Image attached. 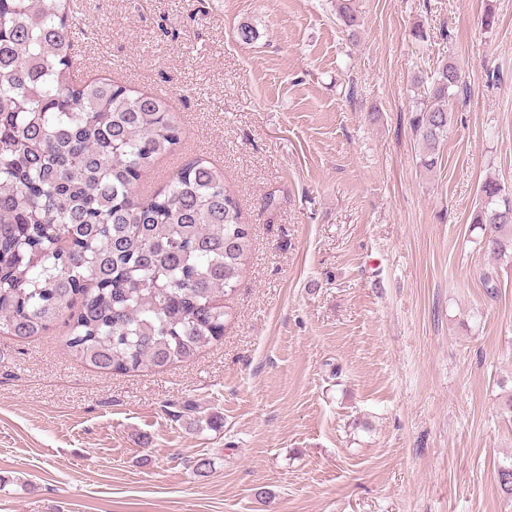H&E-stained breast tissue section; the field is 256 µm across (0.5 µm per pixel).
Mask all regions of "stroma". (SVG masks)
<instances>
[{"mask_svg":"<svg viewBox=\"0 0 512 512\" xmlns=\"http://www.w3.org/2000/svg\"><path fill=\"white\" fill-rule=\"evenodd\" d=\"M73 2L82 76L183 128L144 185L207 158L252 240L191 362L0 335V512H512V253L472 222L512 188V0H356L352 37L334 0ZM448 62L468 94L428 170L412 120Z\"/></svg>","mask_w":512,"mask_h":512,"instance_id":"35a3bbf8","label":"stroma"}]
</instances>
